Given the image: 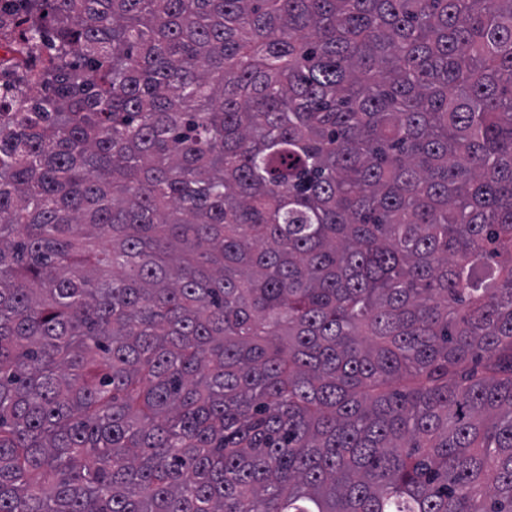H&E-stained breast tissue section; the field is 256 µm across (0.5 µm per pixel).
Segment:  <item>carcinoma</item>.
I'll list each match as a JSON object with an SVG mask.
<instances>
[{"instance_id": "cac0c4a2", "label": "carcinoma", "mask_w": 512, "mask_h": 512, "mask_svg": "<svg viewBox=\"0 0 512 512\" xmlns=\"http://www.w3.org/2000/svg\"><path fill=\"white\" fill-rule=\"evenodd\" d=\"M0 512H512V0H23Z\"/></svg>"}]
</instances>
